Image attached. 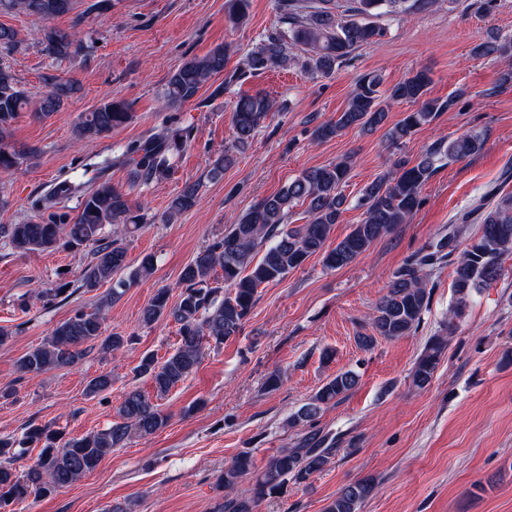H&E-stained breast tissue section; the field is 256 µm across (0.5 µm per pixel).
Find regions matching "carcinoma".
<instances>
[{
  "mask_svg": "<svg viewBox=\"0 0 512 512\" xmlns=\"http://www.w3.org/2000/svg\"><path fill=\"white\" fill-rule=\"evenodd\" d=\"M77 0H0V12H19L51 20L76 13L74 25L91 16L112 10V0H89L85 9L75 12ZM429 0H279L278 8L290 24V35L273 33L261 46L248 54L244 70L262 71L286 67L293 60L290 49L301 45L308 52L304 66L315 73H333L352 51L376 42L383 29L371 22L382 15L406 14ZM249 0H230L229 19L239 24L248 18ZM45 49L65 60L84 56L91 46L76 33L48 26L43 29ZM0 50L15 54L23 50L16 31L0 27ZM478 55L512 54V39L504 38L477 45ZM227 48L217 46L202 56L184 61L172 74L165 91L166 102L185 104L216 75L224 72ZM49 90L30 104L10 68L0 66V173L7 176L19 167L36 164L32 151L10 147L8 137L12 122L27 107L39 118H49L60 111L79 92L78 82L55 75L45 78ZM432 78L427 71L415 74L382 89L380 75H362L348 104L334 121L318 125L313 131L316 141L330 139L345 129L358 127L371 131L381 126L393 103L408 104L412 109L388 132L391 143L410 139L423 125L439 113L451 109L466 90L458 88L448 98L430 97ZM275 107L266 94L242 95L235 101L232 115L233 141L238 150H246L256 129ZM130 108L117 98L106 101L79 115L75 124L82 140H95L128 122ZM186 128L171 125L162 135L149 142L133 141L112 164L130 168L133 182H152L166 178L171 169L170 157L183 152L190 144ZM484 145L479 132L467 133L452 140L441 139L425 147L416 160L400 156L391 169L366 184L356 198L354 208L361 210V220L348 234L328 245L335 225L341 223L348 202L343 194L352 160L345 156L326 165L302 171L277 193L261 199L224 230V236L199 251L180 273L182 292L178 302L169 303V292L159 289L142 311V321L150 324L162 317L179 325V342L173 353L159 361L143 356L138 374L151 380L156 397L167 395L198 368L207 347L219 348L224 341L240 333L257 301L258 288L283 280L290 271L302 266L315 255L327 269H338L366 253L375 241L407 223L422 205L423 186L432 178L445 159L462 160L477 154ZM76 190L64 179L55 183L34 203V208L51 207ZM198 202V187L186 186L169 203L165 214L170 222L192 209ZM306 206L308 220L292 225L288 219L294 208ZM461 222L475 220L479 234L462 247L452 282L455 303L450 317L461 316L472 297L490 286L503 273L505 259L512 256V193H504L488 207L478 204L460 217ZM146 223L145 215L134 207L127 193L101 180L85 194L81 212L75 220L65 213L51 220L27 221L0 225V240L16 253L25 254L63 247L75 252L89 249L91 260L85 266L77 288L94 291L102 284L112 286L106 303L117 302L131 283L150 277L154 256L148 254L134 268L128 261V248L121 237L103 235L106 224H120L123 234H132ZM444 259L437 252L420 251L413 255L393 277L389 288L369 315L370 331L356 337L365 349L377 338L396 339L414 333L427 310L431 292L421 272ZM222 271L221 278L212 274ZM127 272V277L116 275ZM104 308L92 312L77 311L57 324L44 342L21 356L17 362L21 375L37 376L51 369L73 367L83 360L95 342L105 352L124 347L129 338L117 333L102 337ZM445 339L433 336L417 358L410 374L417 388L430 384L444 351ZM359 375L342 371L329 376L314 395L288 418L293 427L308 430L293 448L273 455L259 473H254L251 452H239L217 478V488L224 491L218 512H258L263 501L281 494L284 487L308 485L310 480L332 463V441L313 421L327 407L333 406L354 390ZM112 387V378L101 373L89 380L86 392L102 394ZM119 420L95 432L71 436L49 424H30L20 440L0 436V512H15V505L30 497L44 498L93 472L104 456L122 448L134 435L149 436L163 429L168 416L152 398L137 388L124 394ZM30 444L39 448L37 459L18 472L15 448ZM252 477L249 485L243 479ZM376 489L370 476L359 478L344 487L327 506L326 512H358L360 505Z\"/></svg>",
  "mask_w": 512,
  "mask_h": 512,
  "instance_id": "carcinoma-1",
  "label": "carcinoma"
}]
</instances>
